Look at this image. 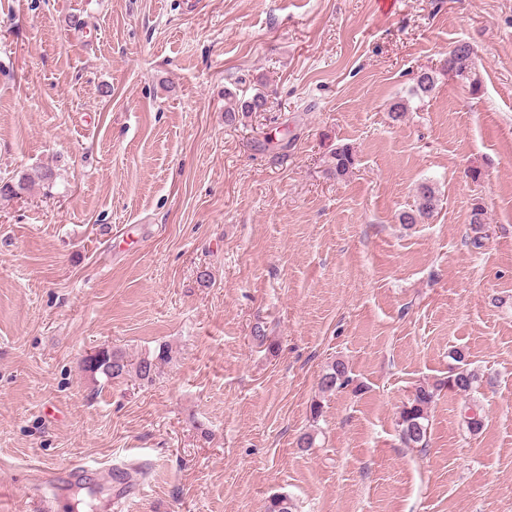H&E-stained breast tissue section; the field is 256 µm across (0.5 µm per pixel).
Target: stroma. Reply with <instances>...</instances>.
I'll use <instances>...</instances> for the list:
<instances>
[{"label": "stroma", "instance_id": "35a3bbf8", "mask_svg": "<svg viewBox=\"0 0 512 512\" xmlns=\"http://www.w3.org/2000/svg\"><path fill=\"white\" fill-rule=\"evenodd\" d=\"M460 41L467 80L443 70ZM228 91L268 108L226 122ZM23 176L0 196V512L75 460L148 465L121 512H512V0H0V185ZM423 182L434 217L401 224ZM163 344L149 384L84 369ZM455 350L478 384L405 447ZM335 359L352 382L322 392ZM327 162L329 171L335 175L336 178H341L347 175L353 168L354 155L349 147H336V151L330 155ZM463 365L467 366L466 364ZM464 366L458 367L455 373L448 375L447 381L432 385L422 384L415 388V391L400 411V437L404 445L407 447H426L429 413L438 392L444 386H447L448 391L455 394H466L472 390L473 385L478 381V375L475 371Z\"/></svg>", "mask_w": 512, "mask_h": 512}]
</instances>
